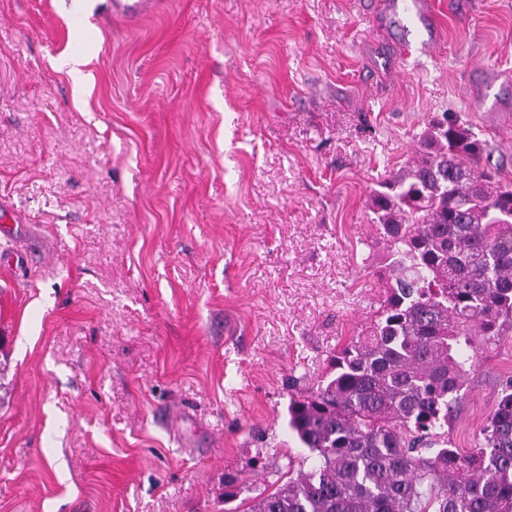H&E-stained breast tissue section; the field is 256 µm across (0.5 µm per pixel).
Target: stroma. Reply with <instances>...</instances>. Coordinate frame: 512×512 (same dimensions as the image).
I'll use <instances>...</instances> for the list:
<instances>
[{"instance_id":"1","label":"stroma","mask_w":512,"mask_h":512,"mask_svg":"<svg viewBox=\"0 0 512 512\" xmlns=\"http://www.w3.org/2000/svg\"><path fill=\"white\" fill-rule=\"evenodd\" d=\"M436 2L0 0V512H243L308 457L289 401L385 296L369 192L445 115L512 181V0ZM511 378L512 330L450 447ZM107 12L129 26H137L145 17L154 14L158 0H107Z\"/></svg>"}]
</instances>
